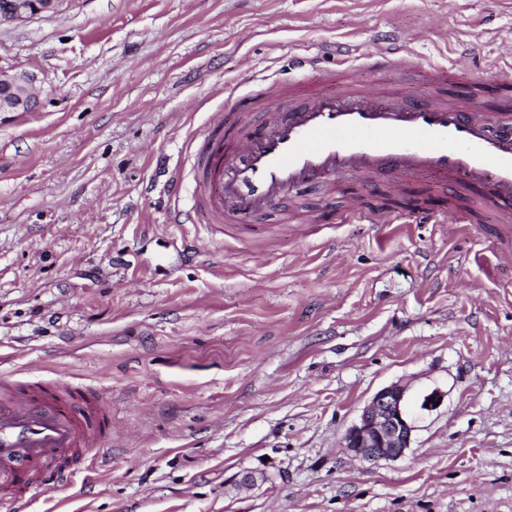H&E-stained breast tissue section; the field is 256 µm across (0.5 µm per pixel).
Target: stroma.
Masks as SVG:
<instances>
[{"instance_id":"35a3bbf8","label":"stroma","mask_w":512,"mask_h":512,"mask_svg":"<svg viewBox=\"0 0 512 512\" xmlns=\"http://www.w3.org/2000/svg\"><path fill=\"white\" fill-rule=\"evenodd\" d=\"M395 51L400 72L365 60ZM431 62L449 97L495 111L512 0H61L0 22V70L37 90L0 113V375L90 391L112 416L96 463L22 507L0 483V512H512V262L494 225L336 223L348 193L443 209L429 178L399 193L356 173L240 230L165 217L193 201L190 143L225 88L333 70L421 90ZM393 383L409 449L353 459L348 428ZM251 471L266 481L240 487Z\"/></svg>"}]
</instances>
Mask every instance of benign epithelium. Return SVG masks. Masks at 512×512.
Instances as JSON below:
<instances>
[{"label":"benign epithelium","instance_id":"1","mask_svg":"<svg viewBox=\"0 0 512 512\" xmlns=\"http://www.w3.org/2000/svg\"><path fill=\"white\" fill-rule=\"evenodd\" d=\"M60 0H0V21L23 23L53 13ZM35 102L28 79L0 71V112H26ZM407 387L393 383L380 389L346 432L345 448L361 462L396 460L410 448L414 426L406 407Z\"/></svg>","mask_w":512,"mask_h":512}]
</instances>
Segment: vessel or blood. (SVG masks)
Listing matches in <instances>:
<instances>
[{
    "label": "vessel or blood",
    "mask_w": 512,
    "mask_h": 512,
    "mask_svg": "<svg viewBox=\"0 0 512 512\" xmlns=\"http://www.w3.org/2000/svg\"><path fill=\"white\" fill-rule=\"evenodd\" d=\"M322 80L337 92L266 84L254 102L265 123L258 134L237 98L225 96L195 144L192 209L174 213L172 223L239 224L310 181L332 188L339 174L355 172L389 182L431 177L448 193L452 234L468 221L467 191H479L476 212L512 235V103L479 114L471 98L447 99L440 65L428 72L424 102L408 87L376 93L332 72ZM111 429V419L74 390L0 377V481L19 492L63 474L67 460Z\"/></svg>",
    "instance_id": "b4317fda"
}]
</instances>
